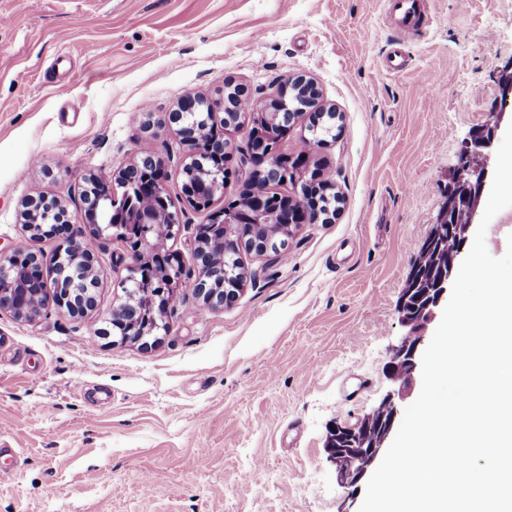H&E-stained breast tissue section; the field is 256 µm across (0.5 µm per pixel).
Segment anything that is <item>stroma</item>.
<instances>
[{
  "label": "stroma",
  "instance_id": "stroma-1",
  "mask_svg": "<svg viewBox=\"0 0 512 512\" xmlns=\"http://www.w3.org/2000/svg\"><path fill=\"white\" fill-rule=\"evenodd\" d=\"M383 4L0 0L1 250L52 256L57 240L31 238L22 202L60 197L82 225L85 177L117 175L147 141L181 218L168 248L196 277L208 213L184 200L187 149L166 118L184 94L214 101L229 82L260 103L282 78L314 80L338 132L310 157L342 198L283 253H242L231 304L204 309L176 289L147 341L96 334L129 274L107 235L94 312L0 313V512H358L365 493L338 484L328 431L394 388L402 290L512 69V0H426L395 72Z\"/></svg>",
  "mask_w": 512,
  "mask_h": 512
}]
</instances>
